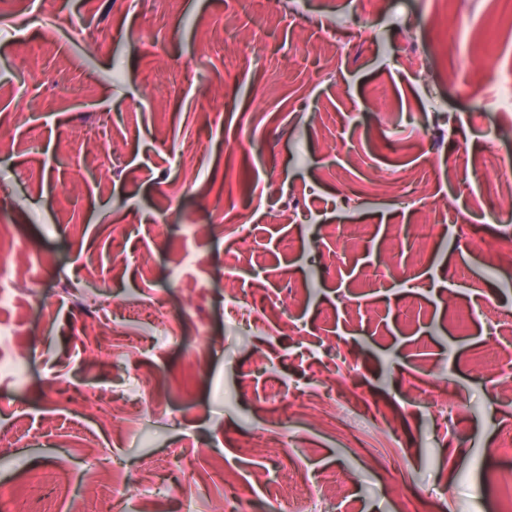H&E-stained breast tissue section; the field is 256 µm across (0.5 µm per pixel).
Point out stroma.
Masks as SVG:
<instances>
[{
	"mask_svg": "<svg viewBox=\"0 0 512 512\" xmlns=\"http://www.w3.org/2000/svg\"><path fill=\"white\" fill-rule=\"evenodd\" d=\"M506 11L289 0L282 18L263 0H0V249L31 281L0 307L13 329L0 335V430L22 441L0 455V512L28 472L81 478L88 404L116 389L130 398L107 436L123 489L112 512H214L223 484L198 494L170 467L177 453L201 472L231 464L254 512L282 490L273 472L295 492L329 481L334 512H395L381 471L395 460L406 492L445 512H512V453L498 448L512 382L471 368L492 339L512 358V218L471 172L488 151L512 158ZM91 127L100 141L78 139ZM388 173L441 210L378 187ZM350 224L371 238L348 244L336 228ZM410 224L434 233L419 240ZM230 288L260 328L227 318ZM90 321L110 328L108 350L84 335ZM53 377L76 398H47ZM149 379L164 389L152 405ZM335 379L371 406L343 410L341 434L298 404ZM444 395L454 416L432 408ZM283 421L285 448L243 447Z\"/></svg>",
	"mask_w": 512,
	"mask_h": 512,
	"instance_id": "stroma-1",
	"label": "stroma"
}]
</instances>
